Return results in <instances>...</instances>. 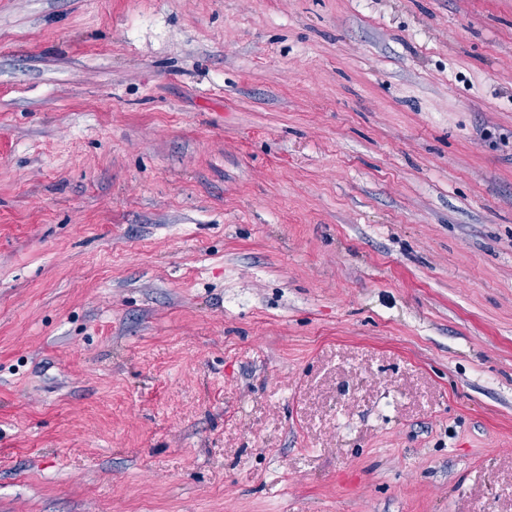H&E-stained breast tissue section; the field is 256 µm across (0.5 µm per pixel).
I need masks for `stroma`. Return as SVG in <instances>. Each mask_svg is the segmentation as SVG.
Here are the masks:
<instances>
[{
	"instance_id": "obj_1",
	"label": "stroma",
	"mask_w": 512,
	"mask_h": 512,
	"mask_svg": "<svg viewBox=\"0 0 512 512\" xmlns=\"http://www.w3.org/2000/svg\"><path fill=\"white\" fill-rule=\"evenodd\" d=\"M0 512H512V0H0Z\"/></svg>"
}]
</instances>
